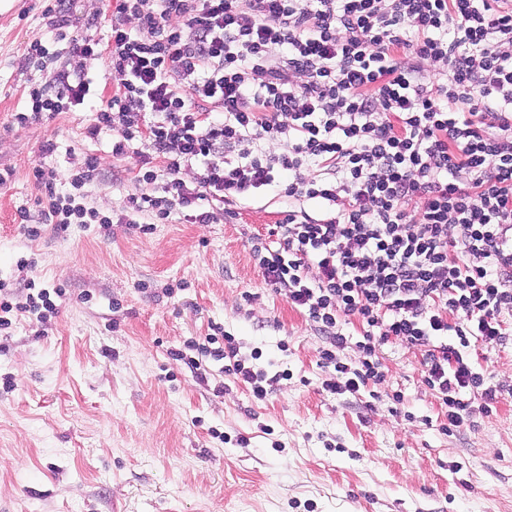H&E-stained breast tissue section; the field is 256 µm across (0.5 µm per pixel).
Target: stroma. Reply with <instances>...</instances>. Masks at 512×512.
<instances>
[{"mask_svg":"<svg viewBox=\"0 0 512 512\" xmlns=\"http://www.w3.org/2000/svg\"><path fill=\"white\" fill-rule=\"evenodd\" d=\"M46 0H13L0 18V284L56 287L57 310L0 335V512H512V396L492 413L473 400L466 425L445 432V406L421 378L419 350L382 349L373 389L324 391L325 339L264 284L250 238L282 218L262 196L215 224H129L141 192L110 136L86 139L89 108L26 126L36 68L31 43L49 30ZM116 0H71L74 27L106 36ZM57 149L44 156L41 146ZM96 158L105 178L87 203L112 224H73L29 238L35 165L60 179ZM123 172L111 181L112 172ZM220 326L243 356L274 374L253 401L222 363L205 379L170 357ZM401 404H394L393 394Z\"/></svg>","mask_w":512,"mask_h":512,"instance_id":"35a3bbf8","label":"stroma"}]
</instances>
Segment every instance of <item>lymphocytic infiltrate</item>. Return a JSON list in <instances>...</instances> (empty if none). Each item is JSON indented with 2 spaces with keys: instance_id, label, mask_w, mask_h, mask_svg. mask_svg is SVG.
Listing matches in <instances>:
<instances>
[{
  "instance_id": "obj_1",
  "label": "lymphocytic infiltrate",
  "mask_w": 512,
  "mask_h": 512,
  "mask_svg": "<svg viewBox=\"0 0 512 512\" xmlns=\"http://www.w3.org/2000/svg\"><path fill=\"white\" fill-rule=\"evenodd\" d=\"M44 14L31 57L54 60L59 43L106 54L117 88L102 100L96 77L60 66L29 86L18 125L94 109L86 138L111 135L113 156L134 159V208L154 224H214L256 194L278 197L284 217L252 236V258L325 336V391L381 382L379 351L394 342L420 349L450 427L465 422L462 392L491 411L505 388L470 355L512 342V0H118L102 42L72 29L66 0ZM100 175L87 159L63 190L34 167L28 236L111 223L86 203ZM55 310L45 288L0 292V331ZM351 316L363 328L354 369L336 355ZM195 349L172 358L195 373L202 358L223 362L266 399L271 378L234 337Z\"/></svg>"
}]
</instances>
